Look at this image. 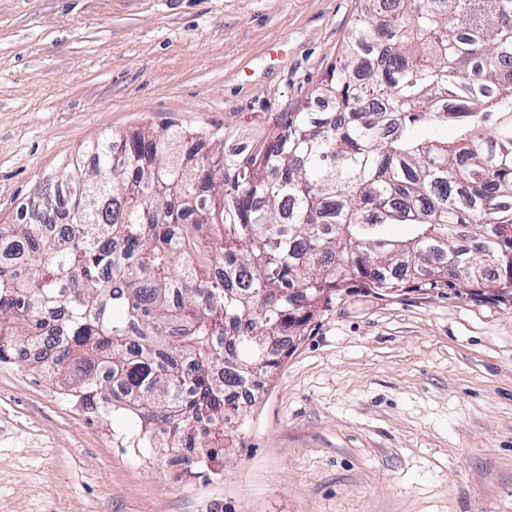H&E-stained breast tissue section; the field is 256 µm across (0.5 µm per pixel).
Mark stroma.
Returning <instances> with one entry per match:
<instances>
[{
  "instance_id": "1",
  "label": "stroma",
  "mask_w": 512,
  "mask_h": 512,
  "mask_svg": "<svg viewBox=\"0 0 512 512\" xmlns=\"http://www.w3.org/2000/svg\"><path fill=\"white\" fill-rule=\"evenodd\" d=\"M370 0H0V224L99 138L173 123L246 149L315 93ZM60 379L0 362V512H512V289L318 310L189 472Z\"/></svg>"
}]
</instances>
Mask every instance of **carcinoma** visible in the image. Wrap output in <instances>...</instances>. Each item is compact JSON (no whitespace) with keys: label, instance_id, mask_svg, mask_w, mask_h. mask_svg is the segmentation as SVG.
<instances>
[{"label":"carcinoma","instance_id":"carcinoma-1","mask_svg":"<svg viewBox=\"0 0 512 512\" xmlns=\"http://www.w3.org/2000/svg\"><path fill=\"white\" fill-rule=\"evenodd\" d=\"M318 92L333 111L282 112L246 154L220 127L203 156L172 125L103 138L62 171L58 234L56 191L35 189L39 217L0 225L26 256L0 264V362L52 349L65 308L42 367L203 466L341 289L512 288V0H387Z\"/></svg>","mask_w":512,"mask_h":512}]
</instances>
